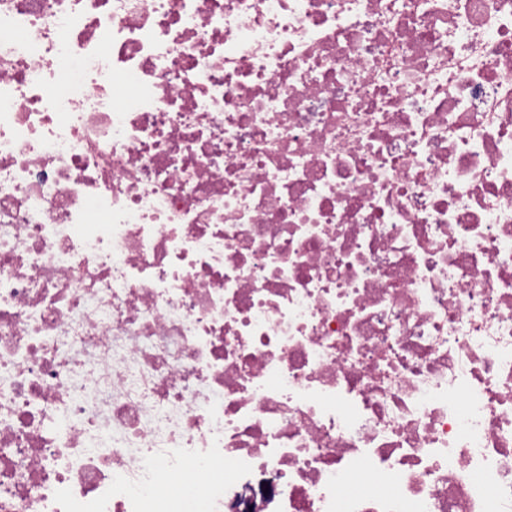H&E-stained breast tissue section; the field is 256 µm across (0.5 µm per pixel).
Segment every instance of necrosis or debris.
Segmentation results:
<instances>
[{
  "label": "necrosis or debris",
  "instance_id": "obj_1",
  "mask_svg": "<svg viewBox=\"0 0 512 512\" xmlns=\"http://www.w3.org/2000/svg\"><path fill=\"white\" fill-rule=\"evenodd\" d=\"M0 512H512V0H0Z\"/></svg>",
  "mask_w": 512,
  "mask_h": 512
}]
</instances>
